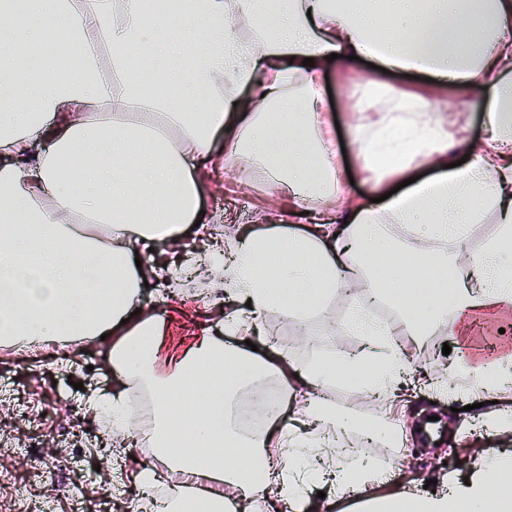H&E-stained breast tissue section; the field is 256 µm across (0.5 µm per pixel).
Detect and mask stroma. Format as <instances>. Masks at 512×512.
<instances>
[{
	"label": "stroma",
	"instance_id": "1",
	"mask_svg": "<svg viewBox=\"0 0 512 512\" xmlns=\"http://www.w3.org/2000/svg\"><path fill=\"white\" fill-rule=\"evenodd\" d=\"M326 76L334 102L331 116L337 118L340 138L347 144V162L355 181L354 193L369 192L359 179V161L351 149L355 122L343 102L352 92L351 79L374 78L368 63H354L349 78H341L335 62H327ZM203 193L199 207L208 220L209 232L201 237L194 225H187L179 247L164 243L154 248H140L138 255L148 285L139 294L143 314L159 318L164 336L159 351V367L167 369L168 360L185 350L198 336L224 323V284L207 279L204 290L173 293L158 278L161 269L175 267L183 250H203L213 241L227 237L244 226H254L261 214L272 206L280 209L294 207L304 211V204H288L269 181L262 168H254L244 176L224 168V141L216 139L214 157L200 166ZM344 311L341 299H332L320 316L310 317L305 325L270 313L267 321L277 336L278 348L288 358L309 362L342 346L355 348L354 336H336L331 332ZM465 330L451 328L436 335L422 337L414 356L411 372L405 381L401 399L396 403L372 406L358 399H347L344 407L357 417H375L392 427L413 425L426 414L438 416L446 432L441 441L448 448L447 457H439L435 447L417 443L413 436L395 438L392 446L384 448L388 460L386 474L393 485L422 491L426 480H441L449 473L468 465L475 457L489 451L512 453V439L495 431L478 429L480 409H467L465 398H452L446 392L433 388L429 381L432 368L451 363L459 376H466V365L475 360H486L478 336L481 330L499 333L502 348L512 351V307L496 313L477 312L468 316ZM450 354H443V347ZM108 344L89 341L77 345L40 347L18 353L0 346V441L18 436L36 443L38 450L61 466L83 470L85 479L79 491L85 496L88 512H124L128 499L137 498L134 477L141 463L150 461L152 450L147 446L133 448L113 442L111 455L100 452L95 439H88L81 449L65 447L59 437L68 425L94 427L96 412L89 410L88 401L99 394L118 391L106 358ZM24 401L29 408L27 416L15 417L9 408L12 399ZM0 467L14 468L16 480L7 489L0 490V504L8 505L15 497L39 498L49 502L50 512H70L71 498L77 489L57 486L33 477L30 470L16 464L10 449L0 450Z\"/></svg>",
	"mask_w": 512,
	"mask_h": 512
}]
</instances>
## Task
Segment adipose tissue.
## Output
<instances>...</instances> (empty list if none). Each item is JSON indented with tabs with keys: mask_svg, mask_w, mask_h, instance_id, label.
<instances>
[{
	"mask_svg": "<svg viewBox=\"0 0 512 512\" xmlns=\"http://www.w3.org/2000/svg\"><path fill=\"white\" fill-rule=\"evenodd\" d=\"M29 16L39 19L38 51L19 67L0 65L1 98L31 87L20 110L0 109V345L24 351L112 337L108 360L119 380L155 396L143 434L155 460L135 480L165 491L145 501L146 512H179L192 487L217 512H249L252 501L274 495L308 512L315 490L341 499L381 481L378 467L349 448L308 461L353 423L323 397L335 381L332 364L274 359L268 345L254 351L246 340L263 335L268 313L307 319L356 280L417 297L424 333L446 325L452 310L512 306V0H0L1 28L15 30ZM46 26L71 35L93 74L61 71L41 49ZM333 53L426 73L436 88H467L498 150L469 144L466 164L450 166L448 147L459 136L444 115L455 104L434 111L418 92L380 96L375 84L358 83L360 175L378 194L390 179L408 187L380 204L353 194L322 108ZM219 134L225 158L264 163L280 194L319 205V218L305 231L233 238L214 268L230 302L248 305L246 317L230 314L223 335L201 337L162 375L158 322L136 311L144 279L134 245L178 241L183 224L198 220L196 171ZM43 139L50 149L40 148ZM377 154L400 163L384 172ZM422 167L435 176L414 180ZM489 220L496 236L468 251L469 229ZM397 225L411 239L409 261L387 266V230ZM261 259L274 277L258 274ZM423 265L429 275L452 273L447 295L433 293ZM344 329L378 356L374 396L396 400L407 361L393 331L358 310ZM228 336L236 344L225 345ZM206 371L213 377L205 382ZM269 376L302 387V417L270 418L251 437L247 462L215 464L211 448L238 437L235 395ZM177 391L192 396L199 414L202 450L193 457L169 443L180 424L170 400ZM492 391L512 393V365L472 370L466 398L479 403ZM411 499L419 512H512V455L449 474L447 489L417 498L404 489L357 508L402 512Z\"/></svg>",
	"mask_w": 512,
	"mask_h": 512,
	"instance_id": "ef3b65f1",
	"label": "adipose tissue"
}]
</instances>
